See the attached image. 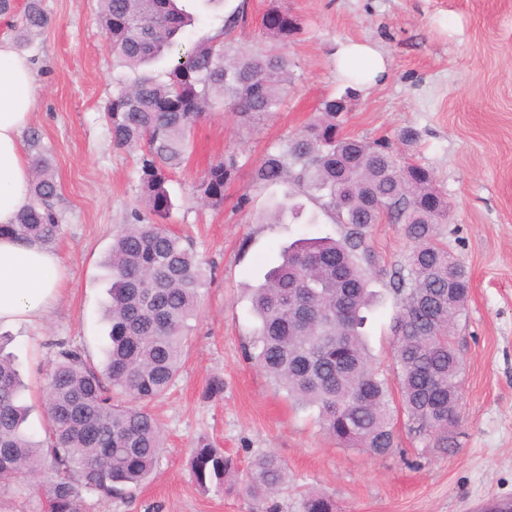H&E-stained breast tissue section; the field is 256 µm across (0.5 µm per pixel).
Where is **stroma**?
Wrapping results in <instances>:
<instances>
[{
	"mask_svg": "<svg viewBox=\"0 0 512 512\" xmlns=\"http://www.w3.org/2000/svg\"><path fill=\"white\" fill-rule=\"evenodd\" d=\"M246 4L247 25L232 39L243 49L262 41L263 20L285 6L302 31L288 47L294 83L279 112L241 128L222 112L192 130V152L172 174L170 228L187 239L212 272L191 322L192 344L181 373L156 403L166 448L154 478L126 499L89 498L86 512H256L237 490L202 491L189 467L198 440L247 466L275 452L289 467L290 487L271 499L276 512H299L307 490L332 496L339 512H478L482 502L512 499V0H190L197 21L186 42L211 40L225 16ZM50 23L24 52L37 69L30 125L50 155L62 231L52 250L64 284L48 318L13 334L8 350L25 382L39 387L54 340L82 346L102 362L109 342L102 319L112 282L106 256L139 205L137 152L114 148L104 108L122 75L102 31L98 0H42ZM363 42L385 58L384 79L351 85L336 69L338 43ZM355 88L345 130L371 141L388 138L401 156L426 167L451 212L438 240L468 269L472 289L453 327L463 359L460 424L447 449L410 432L396 413L398 448L373 457L327 438L316 410L295 405L247 360L255 321L250 289L278 258L279 246L302 237L340 238L329 215L315 224H267L271 197L296 186L253 187L250 171L268 148L299 131L322 101ZM415 141H402L404 130ZM237 154L241 169L214 210L195 186L217 159ZM376 268L377 302L365 333L373 363L396 383L391 324L398 296L392 281L411 243L404 227L384 220L366 232ZM224 381L221 396L203 394ZM36 475L0 480V512H44Z\"/></svg>",
	"mask_w": 512,
	"mask_h": 512,
	"instance_id": "1",
	"label": "stroma"
}]
</instances>
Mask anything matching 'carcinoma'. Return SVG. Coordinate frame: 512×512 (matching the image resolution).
<instances>
[{
	"label": "carcinoma",
	"mask_w": 512,
	"mask_h": 512,
	"mask_svg": "<svg viewBox=\"0 0 512 512\" xmlns=\"http://www.w3.org/2000/svg\"><path fill=\"white\" fill-rule=\"evenodd\" d=\"M99 20L112 56L132 76L119 77L105 118L118 149H137L141 201L147 222L134 215L112 242L110 300L105 309L109 344L102 366L64 341L42 386L44 439L27 433L23 384L0 335V480L41 475L48 512H85L86 499L123 498L153 473L164 448L162 428L147 404L175 383L189 345L205 285L192 247L164 228L172 201L169 173L186 160L191 128L209 112H228L250 127L280 110L292 80L288 44L300 27L288 9L265 19L267 43L244 51L207 40L183 47L178 34L191 22L176 0H99ZM246 22L245 4L224 18L221 33ZM49 23L41 0H27L24 46ZM165 58L162 74L142 70ZM354 89L330 98L300 132L271 147L251 171L261 188L293 184L320 210L345 225L339 239H298L280 250L281 261L251 288L258 325L245 356L288 398L315 407L326 434L346 447L384 456L395 447L394 411L387 382L373 368L363 328L375 294L372 257L364 232L387 218L404 226L414 248L396 272L397 310L391 327L399 365V402L410 431L448 450V431L459 423L462 359L452 343L456 316L471 288L462 263L434 234L448 219V198L426 168L401 161L385 140L365 141L343 131ZM30 135L32 204L0 236L35 239L48 247L61 232L52 159ZM240 170L235 155L213 163L196 186L208 207L224 205V188ZM268 220L297 221L303 205L285 194L270 202ZM192 475L208 491L237 481L256 504L288 486L287 464L262 453L239 470L234 458L201 439L190 451ZM301 512H337L329 495L311 491Z\"/></svg>",
	"instance_id": "carcinoma-1"
}]
</instances>
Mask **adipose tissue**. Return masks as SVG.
Listing matches in <instances>:
<instances>
[{
  "mask_svg": "<svg viewBox=\"0 0 512 512\" xmlns=\"http://www.w3.org/2000/svg\"><path fill=\"white\" fill-rule=\"evenodd\" d=\"M336 68L349 79L376 82L387 62L373 46L348 41L336 50ZM35 68L14 43L0 38V225L11 224L32 202V165L23 134L34 108ZM61 261L37 243L0 237V330L39 324L55 305Z\"/></svg>",
  "mask_w": 512,
  "mask_h": 512,
  "instance_id": "ef3b65f1",
  "label": "adipose tissue"
}]
</instances>
